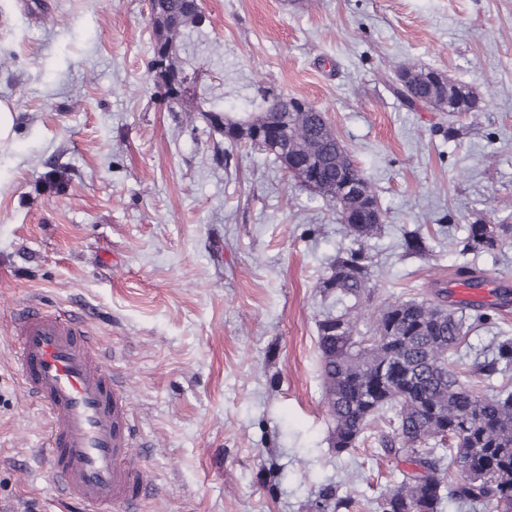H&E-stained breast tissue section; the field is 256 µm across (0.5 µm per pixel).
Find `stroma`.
<instances>
[{
  "label": "stroma",
  "mask_w": 512,
  "mask_h": 512,
  "mask_svg": "<svg viewBox=\"0 0 512 512\" xmlns=\"http://www.w3.org/2000/svg\"><path fill=\"white\" fill-rule=\"evenodd\" d=\"M176 64L201 78L170 111L151 71L148 0H0V512L58 500L51 421L15 363L14 317H81L123 382L137 512H313L337 488L376 512L396 463L376 440L339 454L320 371V288L353 243L336 211L271 156L230 146L201 112L267 90L325 113L386 212L365 244L384 305L431 297L468 265L512 282V0H202ZM404 64L472 88L474 112L405 106ZM63 171L51 182V169ZM427 251L402 253L404 231ZM509 231L512 232V225L509 224H469L466 247L474 252L494 250Z\"/></svg>",
  "instance_id": "obj_1"
}]
</instances>
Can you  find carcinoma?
<instances>
[{
	"instance_id": "1",
	"label": "carcinoma",
	"mask_w": 512,
	"mask_h": 512,
	"mask_svg": "<svg viewBox=\"0 0 512 512\" xmlns=\"http://www.w3.org/2000/svg\"><path fill=\"white\" fill-rule=\"evenodd\" d=\"M196 10L194 0H151L150 21L157 40L180 34ZM167 101L178 105L180 91L168 87V75L156 72ZM394 92L407 106L426 105L446 112H473L478 98L466 85L426 68L400 67ZM306 101L261 91L247 101L249 112H226L224 123L238 128L241 139L230 145H248L274 156L281 164L304 158L308 170L295 174L311 193L332 205L340 223L355 242L381 231L385 211L360 199L366 178L350 158L327 121L314 122L312 134H302L300 112ZM266 122L278 127L276 145L254 137V126ZM512 232L509 224L468 225L466 247L474 252L495 249ZM326 296L335 297L339 314L327 313L318 323L321 374L328 392V413L333 423L332 447L341 454L372 432L379 419L389 431L378 436L383 453L398 464L401 479L383 494L379 512H439L446 499L479 506L484 512H512V384L487 396L479 384L512 369V336H498L491 356L484 357L463 381L448 367V360L468 345L472 324L448 304V289L433 297L400 301L379 310L372 335L380 341L361 346L356 329L336 335L327 327L350 325L348 311L371 295L369 267L361 250L336 256L321 282ZM468 461V470L447 475L454 463ZM354 500L329 489L315 503V512H351Z\"/></svg>"
}]
</instances>
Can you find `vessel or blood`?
Returning <instances> with one entry per match:
<instances>
[{"label": "vessel or blood", "instance_id": "1", "mask_svg": "<svg viewBox=\"0 0 512 512\" xmlns=\"http://www.w3.org/2000/svg\"><path fill=\"white\" fill-rule=\"evenodd\" d=\"M454 298L484 301L505 289L498 280L470 288L449 282ZM15 357L25 388L53 419L48 448L57 493L94 508L132 512L148 486L126 450L131 426L122 389L94 353V339L76 318L29 305L15 316Z\"/></svg>", "mask_w": 512, "mask_h": 512}]
</instances>
